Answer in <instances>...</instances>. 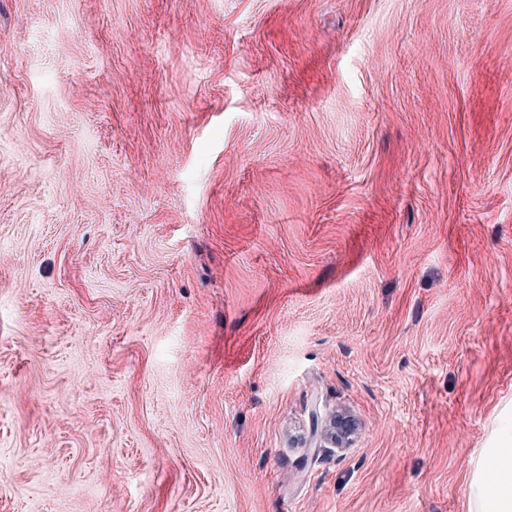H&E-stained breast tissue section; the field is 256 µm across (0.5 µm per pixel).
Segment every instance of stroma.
<instances>
[{
    "label": "stroma",
    "mask_w": 512,
    "mask_h": 512,
    "mask_svg": "<svg viewBox=\"0 0 512 512\" xmlns=\"http://www.w3.org/2000/svg\"><path fill=\"white\" fill-rule=\"evenodd\" d=\"M509 430L512 0H0V512H472Z\"/></svg>",
    "instance_id": "stroma-1"
}]
</instances>
